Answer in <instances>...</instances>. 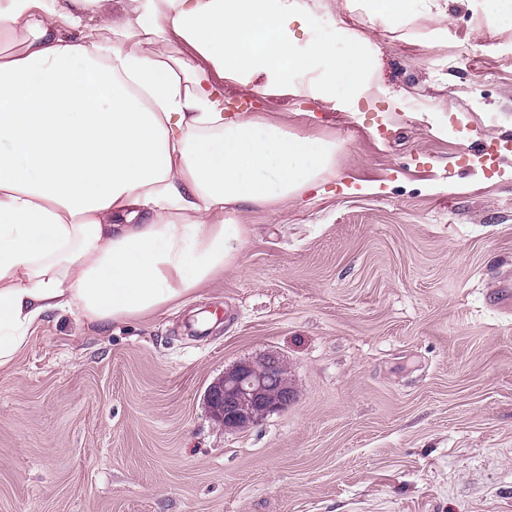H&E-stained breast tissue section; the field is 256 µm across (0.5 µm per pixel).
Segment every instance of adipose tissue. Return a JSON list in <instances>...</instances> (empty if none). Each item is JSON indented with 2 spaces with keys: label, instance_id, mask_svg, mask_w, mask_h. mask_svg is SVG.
<instances>
[{
  "label": "adipose tissue",
  "instance_id": "1",
  "mask_svg": "<svg viewBox=\"0 0 512 512\" xmlns=\"http://www.w3.org/2000/svg\"><path fill=\"white\" fill-rule=\"evenodd\" d=\"M0 0V368L52 312L104 327L162 311L235 267L245 209L319 186L341 146L225 115L223 83L331 101L379 87L365 39H313L305 0ZM374 18L443 24L439 0H361ZM109 28L121 42H90ZM151 36L148 50L125 38ZM190 53L174 57L171 39Z\"/></svg>",
  "mask_w": 512,
  "mask_h": 512
}]
</instances>
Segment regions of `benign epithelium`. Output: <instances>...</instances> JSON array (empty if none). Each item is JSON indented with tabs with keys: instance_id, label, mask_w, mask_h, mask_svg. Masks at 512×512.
Instances as JSON below:
<instances>
[{
	"instance_id": "obj_1",
	"label": "benign epithelium",
	"mask_w": 512,
	"mask_h": 512,
	"mask_svg": "<svg viewBox=\"0 0 512 512\" xmlns=\"http://www.w3.org/2000/svg\"><path fill=\"white\" fill-rule=\"evenodd\" d=\"M294 399L287 370L274 354L258 362H241L224 372L207 391V407L228 430L248 427L283 409Z\"/></svg>"
}]
</instances>
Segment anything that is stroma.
I'll return each instance as SVG.
<instances>
[{
	"label": "stroma",
	"instance_id": "35a3bbf8",
	"mask_svg": "<svg viewBox=\"0 0 512 512\" xmlns=\"http://www.w3.org/2000/svg\"><path fill=\"white\" fill-rule=\"evenodd\" d=\"M325 2L317 32L367 39L380 93L224 97L342 142L334 173L251 208L196 300L46 317L0 368V512H512V27L474 38L450 0L432 49L423 15ZM270 353L293 401L225 429L207 388Z\"/></svg>",
	"mask_w": 512,
	"mask_h": 512
}]
</instances>
